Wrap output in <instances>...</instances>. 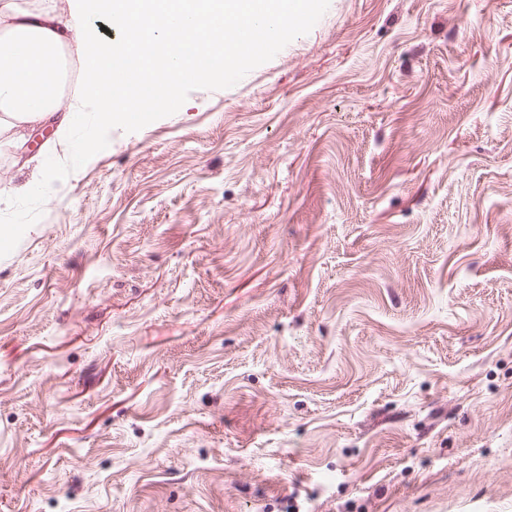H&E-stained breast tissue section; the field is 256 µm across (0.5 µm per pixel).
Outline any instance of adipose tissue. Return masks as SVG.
<instances>
[{
    "instance_id": "obj_1",
    "label": "adipose tissue",
    "mask_w": 512,
    "mask_h": 512,
    "mask_svg": "<svg viewBox=\"0 0 512 512\" xmlns=\"http://www.w3.org/2000/svg\"><path fill=\"white\" fill-rule=\"evenodd\" d=\"M154 2L138 0L131 9L127 0H79L77 16L66 19L53 0L35 8L0 0V33L6 38L0 45V135L9 134L13 145L24 144L29 130L52 116L61 48L75 49L84 84L98 98V118L108 123L135 106L174 109L179 84L201 82L242 64L235 25L254 13L278 17V24L265 31L270 40L295 25L282 19V0H203L186 25H173L160 15L144 26V14ZM97 18L105 19L108 32L94 27ZM118 56L136 58L131 79L150 87L149 96L131 100L114 95L112 60Z\"/></svg>"
}]
</instances>
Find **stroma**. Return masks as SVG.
I'll return each instance as SVG.
<instances>
[{
    "label": "stroma",
    "mask_w": 512,
    "mask_h": 512,
    "mask_svg": "<svg viewBox=\"0 0 512 512\" xmlns=\"http://www.w3.org/2000/svg\"><path fill=\"white\" fill-rule=\"evenodd\" d=\"M177 96L0 147V512H512V0H310ZM73 113H66L59 121L56 131L55 138L48 145L49 150H56V146H64L74 159L83 160L92 150L95 145L91 142H75L69 137V131L73 123Z\"/></svg>",
    "instance_id": "35a3bbf8"
}]
</instances>
